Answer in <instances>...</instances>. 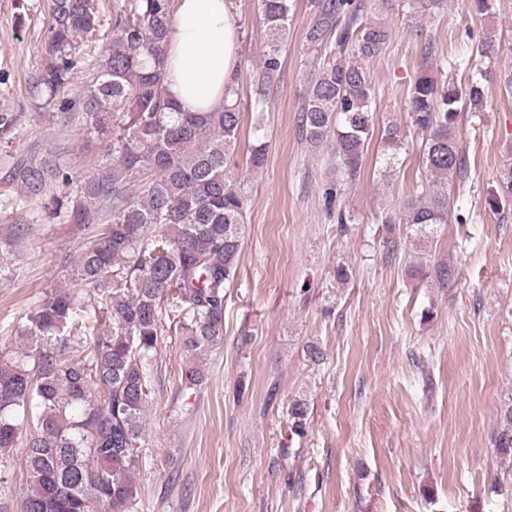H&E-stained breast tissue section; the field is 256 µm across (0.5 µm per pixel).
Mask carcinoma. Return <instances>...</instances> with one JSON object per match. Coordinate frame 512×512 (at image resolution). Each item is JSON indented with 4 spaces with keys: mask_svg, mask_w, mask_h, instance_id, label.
I'll return each instance as SVG.
<instances>
[{
    "mask_svg": "<svg viewBox=\"0 0 512 512\" xmlns=\"http://www.w3.org/2000/svg\"><path fill=\"white\" fill-rule=\"evenodd\" d=\"M415 13L447 8V0H412ZM267 36L251 100L262 111L282 75L281 45L291 21L290 0H257ZM175 0H131L112 12L106 42L84 52L79 40L103 28L101 0H52V24L42 66L28 83L43 109L58 106L60 125L102 138L97 172L74 178L58 149L47 144L10 156L0 212L50 197L42 216L79 224L86 238L71 269V287L53 288L17 331L25 345L0 349V450L25 434L26 491L19 512H136L134 477L143 464L142 419L150 394L153 354L170 312L185 330L189 354L182 379L202 384L196 356L224 337V284L237 270L247 198L229 173L239 147L237 86L222 106L185 112L168 96L166 35ZM309 49L331 59L317 67L305 89L301 122L310 143L329 144L340 181L360 179L365 146L375 132V86L370 64L388 38L385 24L362 20L355 0H308ZM92 78L78 93L59 98L74 71ZM484 84L465 89L423 74L410 89L409 123L422 133V195L404 213L387 216L422 238L448 223L454 178L467 176V159L455 133L459 112H480ZM17 116L0 113V144L14 139ZM403 133L383 130L384 170L396 169ZM512 202V162L500 175L489 205ZM34 212L0 236V256L28 234ZM444 286L455 269L432 265ZM102 293L96 311L103 334L79 324L85 296ZM87 341L88 354L70 355ZM307 403L288 409L291 429L304 433Z\"/></svg>",
    "mask_w": 512,
    "mask_h": 512,
    "instance_id": "cac0c4a2",
    "label": "carcinoma"
}]
</instances>
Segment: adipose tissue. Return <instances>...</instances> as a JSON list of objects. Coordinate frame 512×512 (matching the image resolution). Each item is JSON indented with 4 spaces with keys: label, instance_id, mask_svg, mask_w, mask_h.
<instances>
[{
    "label": "adipose tissue",
    "instance_id": "1",
    "mask_svg": "<svg viewBox=\"0 0 512 512\" xmlns=\"http://www.w3.org/2000/svg\"><path fill=\"white\" fill-rule=\"evenodd\" d=\"M235 0H178L169 26L166 86L189 112L218 107L237 70Z\"/></svg>",
    "mask_w": 512,
    "mask_h": 512
}]
</instances>
